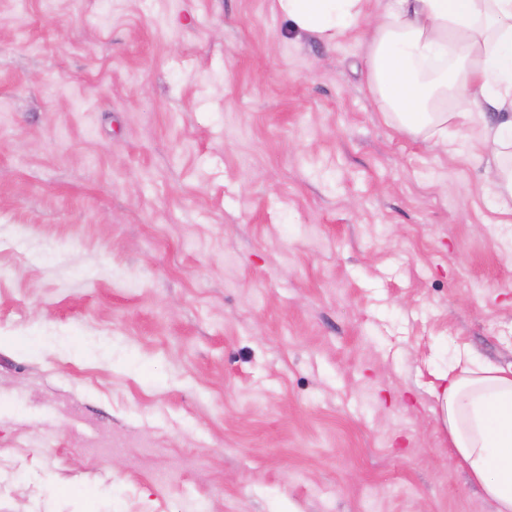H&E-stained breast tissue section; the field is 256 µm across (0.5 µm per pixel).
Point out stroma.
Segmentation results:
<instances>
[{
    "label": "stroma",
    "mask_w": 512,
    "mask_h": 512,
    "mask_svg": "<svg viewBox=\"0 0 512 512\" xmlns=\"http://www.w3.org/2000/svg\"><path fill=\"white\" fill-rule=\"evenodd\" d=\"M367 30L0 0V512H494L431 387L512 365V214Z\"/></svg>",
    "instance_id": "1"
}]
</instances>
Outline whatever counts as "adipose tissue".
<instances>
[{
    "mask_svg": "<svg viewBox=\"0 0 512 512\" xmlns=\"http://www.w3.org/2000/svg\"><path fill=\"white\" fill-rule=\"evenodd\" d=\"M275 0L293 30L327 43L368 28V86L402 130L450 149L448 123H468L487 104L503 121L483 131L486 185L512 201V0ZM434 412L458 467L495 512H512V366L456 351L432 388Z\"/></svg>",
    "mask_w": 512,
    "mask_h": 512,
    "instance_id": "1",
    "label": "adipose tissue"
}]
</instances>
